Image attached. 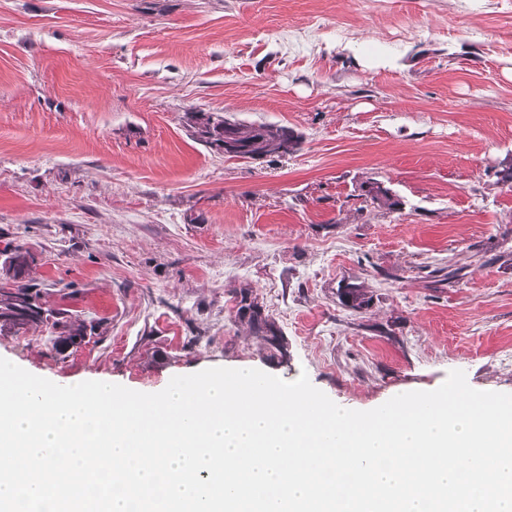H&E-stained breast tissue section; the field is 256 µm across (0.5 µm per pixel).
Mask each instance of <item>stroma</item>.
<instances>
[{
	"label": "stroma",
	"mask_w": 512,
	"mask_h": 512,
	"mask_svg": "<svg viewBox=\"0 0 512 512\" xmlns=\"http://www.w3.org/2000/svg\"><path fill=\"white\" fill-rule=\"evenodd\" d=\"M277 123L284 158L197 143L185 112ZM512 0H0V288L88 325L0 332L59 385L307 374L374 409L449 371L512 393ZM385 182L400 211L367 207ZM357 282L368 309L337 290ZM247 288L286 361L235 316Z\"/></svg>",
	"instance_id": "obj_1"
}]
</instances>
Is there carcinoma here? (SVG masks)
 I'll return each instance as SVG.
<instances>
[{"mask_svg": "<svg viewBox=\"0 0 512 512\" xmlns=\"http://www.w3.org/2000/svg\"><path fill=\"white\" fill-rule=\"evenodd\" d=\"M191 137L209 148L221 149L224 147V116L217 112L195 111L186 116ZM234 144L247 153L255 154V159L285 157L301 150L302 139L294 134L291 128L277 123H246L237 122L233 137ZM365 201L379 210L394 212L401 207L400 200L392 190L379 180L371 179L363 187ZM31 254L20 248H15L9 256V267L13 277H19L30 264ZM342 292L339 297L355 310H363L370 306L371 297L360 284L347 283L340 286ZM250 302L253 312L249 315L236 314V317L249 324L254 334L268 336L264 326H273L269 314L260 305L249 289L240 290L236 296V303ZM57 315L52 326L60 329L59 343L69 344L76 336L86 334L85 326L75 325L64 320L62 312ZM39 302L37 291L28 284H19L8 290L0 289V321L12 326L21 327L36 322H44L51 315Z\"/></svg>", "mask_w": 512, "mask_h": 512, "instance_id": "obj_1", "label": "carcinoma"}]
</instances>
